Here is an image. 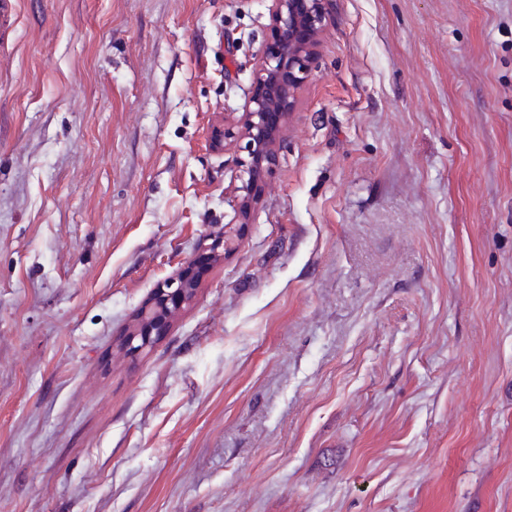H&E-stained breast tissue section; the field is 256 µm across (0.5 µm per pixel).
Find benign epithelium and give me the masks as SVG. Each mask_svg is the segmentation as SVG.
<instances>
[{
  "instance_id": "1",
  "label": "benign epithelium",
  "mask_w": 512,
  "mask_h": 512,
  "mask_svg": "<svg viewBox=\"0 0 512 512\" xmlns=\"http://www.w3.org/2000/svg\"><path fill=\"white\" fill-rule=\"evenodd\" d=\"M269 38L257 56L253 90L241 112L224 113L220 139L230 141L238 153L226 202L233 212L217 238H202L195 253L224 249L229 254L240 242V228L247 224L260 199L262 166L277 160L283 130L297 105L298 91L307 81L316 49L330 21L332 0H267ZM195 259L184 271L160 282L152 301L127 327L122 348L129 355L149 350L165 334L169 319L190 305L197 292L192 273Z\"/></svg>"
}]
</instances>
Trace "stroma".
Returning a JSON list of instances; mask_svg holds the SVG:
<instances>
[{
  "label": "stroma",
  "mask_w": 512,
  "mask_h": 512,
  "mask_svg": "<svg viewBox=\"0 0 512 512\" xmlns=\"http://www.w3.org/2000/svg\"><path fill=\"white\" fill-rule=\"evenodd\" d=\"M237 250L266 0H18L0 512H512V0H332Z\"/></svg>",
  "instance_id": "obj_1"
}]
</instances>
